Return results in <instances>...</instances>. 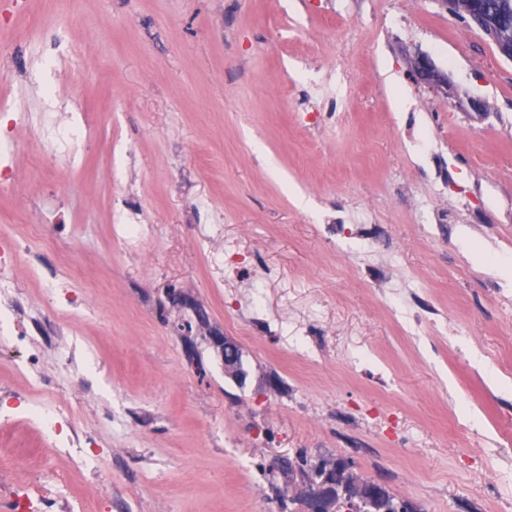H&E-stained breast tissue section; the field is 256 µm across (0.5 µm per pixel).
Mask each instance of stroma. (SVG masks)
Listing matches in <instances>:
<instances>
[{
  "instance_id": "35a3bbf8",
  "label": "stroma",
  "mask_w": 512,
  "mask_h": 512,
  "mask_svg": "<svg viewBox=\"0 0 512 512\" xmlns=\"http://www.w3.org/2000/svg\"><path fill=\"white\" fill-rule=\"evenodd\" d=\"M58 42L78 71L58 93L97 131L72 170L15 127L0 231L28 238L53 207L35 257L90 307L50 304L21 254L0 452L41 453L26 409L51 399L112 482L71 468L39 512L107 492L112 512H309L287 469L302 454L351 461L414 512H501L512 60L440 0H17L0 9V95L37 106L17 77ZM420 52L452 96L412 76ZM295 60L326 81L345 64L351 92L305 107ZM119 206L158 227L139 250L112 238ZM417 298L455 321L424 348L396 317ZM478 433L482 459L466 453Z\"/></svg>"
}]
</instances>
